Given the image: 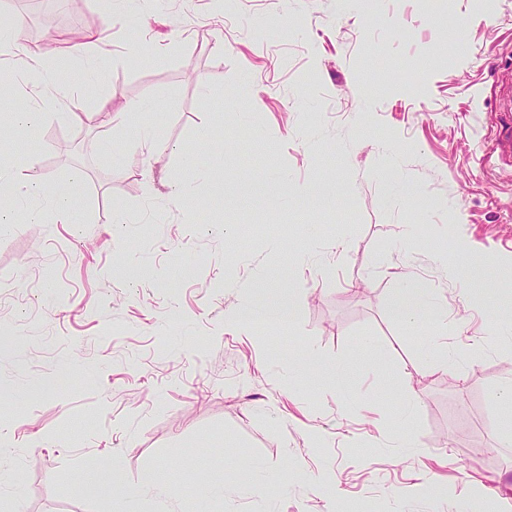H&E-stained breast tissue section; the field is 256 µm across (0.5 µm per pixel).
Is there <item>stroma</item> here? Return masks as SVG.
<instances>
[{
  "label": "stroma",
  "mask_w": 512,
  "mask_h": 512,
  "mask_svg": "<svg viewBox=\"0 0 512 512\" xmlns=\"http://www.w3.org/2000/svg\"><path fill=\"white\" fill-rule=\"evenodd\" d=\"M0 55V155L39 182L4 195L0 500L116 512L87 472L167 470L137 512H500L512 444V163L489 138L512 108V0H58ZM100 40L37 126L19 50L74 28ZM149 102L102 135L96 113ZM220 150L203 149L202 135ZM39 147L19 154L16 143ZM196 155L194 166L183 163ZM70 194L55 223L46 192ZM43 221H25L28 209ZM492 270L482 298L440 268ZM441 324L391 313L396 273ZM363 283L362 291L352 286ZM297 309L276 326L268 304ZM248 311L249 330L229 322ZM467 361L424 370L439 345ZM321 434L310 446L306 433ZM251 473L254 487L240 483ZM490 492L459 498L461 474ZM224 495L198 494L201 483Z\"/></svg>",
  "instance_id": "stroma-1"
}]
</instances>
